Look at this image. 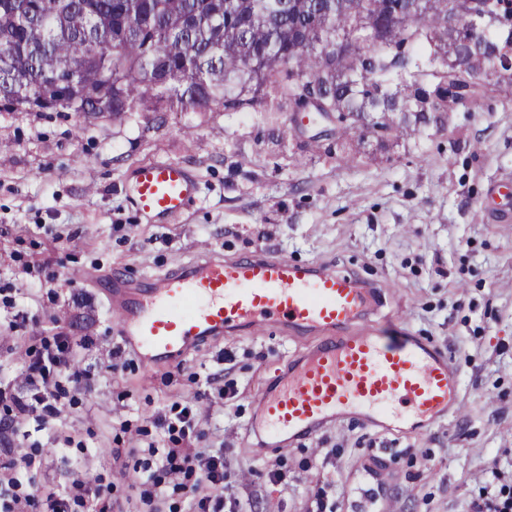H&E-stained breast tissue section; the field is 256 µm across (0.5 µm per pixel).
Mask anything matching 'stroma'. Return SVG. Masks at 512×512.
Instances as JSON below:
<instances>
[{"mask_svg":"<svg viewBox=\"0 0 512 512\" xmlns=\"http://www.w3.org/2000/svg\"><path fill=\"white\" fill-rule=\"evenodd\" d=\"M335 140L304 143L288 110L146 102L115 117L0 112V416L25 395L29 350L68 337L72 368L57 411L0 432V461L21 493L68 491L77 474L111 485L115 512H143L118 478L141 458L159 414L203 409L215 442L236 449L228 494L252 512H308L328 487L335 512H469L482 469L512 468V99L448 113L401 141L367 136L354 162ZM179 163L198 200L167 224L129 202L141 163ZM326 263L369 286V324L421 337L461 381L449 418L422 434L346 419L285 449L249 433L261 386L300 350L277 327L204 342L146 368L112 322V277L159 275L208 253ZM282 473L273 481L271 472Z\"/></svg>","mask_w":512,"mask_h":512,"instance_id":"1","label":"stroma"}]
</instances>
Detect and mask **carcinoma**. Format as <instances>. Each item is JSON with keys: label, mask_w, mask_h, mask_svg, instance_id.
I'll return each mask as SVG.
<instances>
[{"label": "carcinoma", "mask_w": 512, "mask_h": 512, "mask_svg": "<svg viewBox=\"0 0 512 512\" xmlns=\"http://www.w3.org/2000/svg\"><path fill=\"white\" fill-rule=\"evenodd\" d=\"M270 2L0 0V109H28L50 93L47 78L70 74L73 92L48 109L99 114L110 97L119 115L168 94L245 112L268 86L279 104L295 99V76L307 75L339 113L336 138L359 144L376 126L400 140L460 99L469 112L489 92L512 97V34L500 33L491 5L480 30L462 33L446 24L448 4L466 10L468 0H420L399 18L395 0H286L279 25ZM400 50L402 70L392 63ZM487 72L496 82L482 86Z\"/></svg>", "instance_id": "1"}]
</instances>
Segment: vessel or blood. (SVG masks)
Masks as SVG:
<instances>
[{
	"instance_id": "vessel-or-blood-1",
	"label": "vessel or blood",
	"mask_w": 512,
	"mask_h": 512,
	"mask_svg": "<svg viewBox=\"0 0 512 512\" xmlns=\"http://www.w3.org/2000/svg\"><path fill=\"white\" fill-rule=\"evenodd\" d=\"M128 190L137 211L164 224L192 204L198 183L186 167L156 162L136 167ZM367 296L355 276L327 264L208 256L139 291L116 280L112 314L125 344L149 366L243 327L307 334L306 351L256 396L249 430L265 447L296 443L350 415L383 430L427 432L449 416L460 382L447 354L419 337L355 330L368 314Z\"/></svg>"
}]
</instances>
